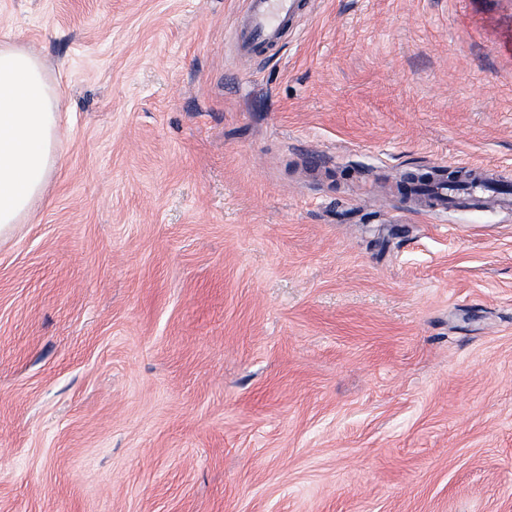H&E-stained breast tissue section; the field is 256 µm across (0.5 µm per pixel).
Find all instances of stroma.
I'll use <instances>...</instances> for the list:
<instances>
[{
	"instance_id": "35a3bbf8",
	"label": "stroma",
	"mask_w": 512,
	"mask_h": 512,
	"mask_svg": "<svg viewBox=\"0 0 512 512\" xmlns=\"http://www.w3.org/2000/svg\"><path fill=\"white\" fill-rule=\"evenodd\" d=\"M0 0L61 106L0 235V512H512V0ZM310 6L309 0H247L240 51L251 58L278 47L288 26ZM416 193L424 197L430 206L441 208H446L466 196V191L457 190L446 183H418Z\"/></svg>"
}]
</instances>
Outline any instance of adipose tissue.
Returning a JSON list of instances; mask_svg holds the SVG:
<instances>
[{
    "label": "adipose tissue",
    "instance_id": "ef3b65f1",
    "mask_svg": "<svg viewBox=\"0 0 512 512\" xmlns=\"http://www.w3.org/2000/svg\"><path fill=\"white\" fill-rule=\"evenodd\" d=\"M58 104L40 61L0 43V233L44 189L55 160Z\"/></svg>",
    "mask_w": 512,
    "mask_h": 512
}]
</instances>
